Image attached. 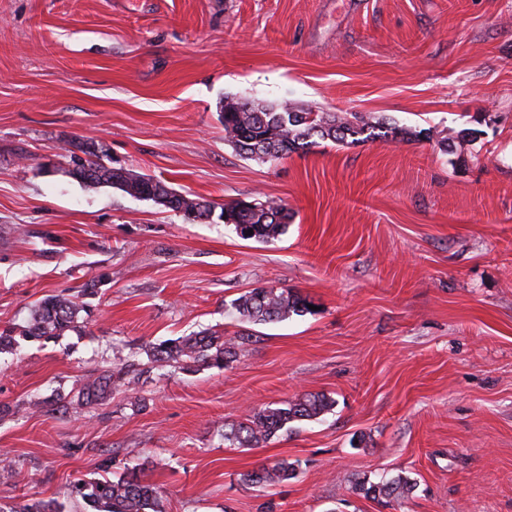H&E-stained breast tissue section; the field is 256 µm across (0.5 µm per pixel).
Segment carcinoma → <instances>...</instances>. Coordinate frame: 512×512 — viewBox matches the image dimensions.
Returning <instances> with one entry per match:
<instances>
[{
  "label": "carcinoma",
  "mask_w": 512,
  "mask_h": 512,
  "mask_svg": "<svg viewBox=\"0 0 512 512\" xmlns=\"http://www.w3.org/2000/svg\"><path fill=\"white\" fill-rule=\"evenodd\" d=\"M221 121L224 141L232 145L244 158L261 162L285 159L294 153H303L316 144V139L338 144L360 143L377 139H396L399 135H413L396 127L386 130L371 117L357 112H323L312 107H297L288 103L278 106H260L239 98L224 100ZM80 150L85 157L73 154ZM68 152L75 165L73 175L89 189L103 185L118 188L132 197L147 193L151 200L173 211L195 212L194 220L206 222L218 217L232 227L237 237L257 242H268L283 235L292 215L288 207L274 200L224 203L212 201L171 189L164 181L126 168L117 173L101 163L83 142L70 143ZM253 234L248 235L246 231ZM310 301L290 288H253L233 303L237 316L254 324H268L303 316L311 309ZM84 306L79 296L57 294L45 299L33 311L30 324L21 331L25 340H48L81 324ZM238 342L230 336L200 332L181 336L158 344L144 346L147 357L158 364L173 363L192 371L200 366L223 368L237 356ZM125 386L123 372L101 374L86 383L79 391L78 402L88 404L108 392ZM335 401L324 394L306 393L275 407L254 411L245 420L224 431V441L236 448H255L269 442L279 432L295 422L310 421L325 414ZM293 462L282 460L270 467L263 466L244 475V480L259 485L284 483L297 476ZM417 483L397 474L370 485L360 484L359 490L367 497L405 499L416 489ZM73 492L92 509V512H164L156 486L141 475L132 473L113 481L111 479H80L72 486Z\"/></svg>",
  "instance_id": "carcinoma-1"
}]
</instances>
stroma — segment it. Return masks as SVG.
Returning a JSON list of instances; mask_svg holds the SVG:
<instances>
[{"label":"stroma","mask_w":512,"mask_h":512,"mask_svg":"<svg viewBox=\"0 0 512 512\" xmlns=\"http://www.w3.org/2000/svg\"><path fill=\"white\" fill-rule=\"evenodd\" d=\"M228 97L433 136L263 163L225 142ZM70 141L293 219L244 241L88 190ZM261 286L314 310L240 320ZM60 293L82 294L81 329L0 353V512H84L76 479L132 471L166 512H512V0H0V330ZM206 330L238 337L229 366L143 351ZM122 367L128 386L77 404ZM308 392L332 410L225 444V424ZM282 459L296 478L243 482ZM397 474L411 497L357 489Z\"/></svg>","instance_id":"obj_1"}]
</instances>
